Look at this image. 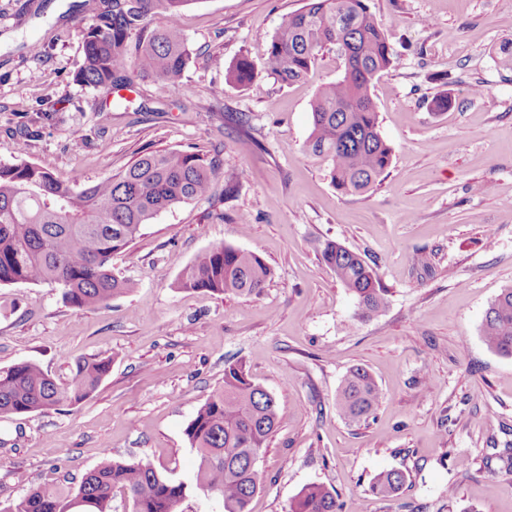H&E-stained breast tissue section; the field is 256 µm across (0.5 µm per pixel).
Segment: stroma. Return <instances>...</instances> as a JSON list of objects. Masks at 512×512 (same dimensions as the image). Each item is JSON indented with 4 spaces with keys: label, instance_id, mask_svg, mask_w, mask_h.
<instances>
[{
    "label": "stroma",
    "instance_id": "1",
    "mask_svg": "<svg viewBox=\"0 0 512 512\" xmlns=\"http://www.w3.org/2000/svg\"><path fill=\"white\" fill-rule=\"evenodd\" d=\"M306 2L195 0L180 18L191 50L180 78L127 70L133 91L120 99L74 79L84 23L104 0H0V164L16 163L22 143L26 160L85 187L151 150L221 159L207 198L161 213L113 257L130 292L77 309L56 287L0 285V366L32 361L65 385L79 361L112 360L80 403L0 416V507L33 487H76L106 452L191 482L185 429L225 364L242 360L280 414L251 512H289L310 484L336 490L346 512H512V357L481 335L512 286V71L497 59L512 42V0H368L399 63L371 87L392 162L356 195L304 150L311 102L340 60L324 54L290 85L261 69L282 16ZM243 56L258 71L239 87L226 70ZM442 94L452 106L432 111ZM326 239L373 267L387 290L378 316L360 318L321 262ZM219 245L271 268L260 294L176 289L182 267ZM354 366L381 390L360 424L336 410ZM390 469L405 472L404 488L375 497L372 478Z\"/></svg>",
    "mask_w": 512,
    "mask_h": 512
}]
</instances>
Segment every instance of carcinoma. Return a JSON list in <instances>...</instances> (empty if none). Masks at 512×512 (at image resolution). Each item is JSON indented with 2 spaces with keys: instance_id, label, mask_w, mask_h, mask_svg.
<instances>
[{
  "instance_id": "obj_1",
  "label": "carcinoma",
  "mask_w": 512,
  "mask_h": 512,
  "mask_svg": "<svg viewBox=\"0 0 512 512\" xmlns=\"http://www.w3.org/2000/svg\"><path fill=\"white\" fill-rule=\"evenodd\" d=\"M197 0H112L83 29L81 84L112 87L124 83L129 66L144 77L176 81L190 59L180 26L181 11ZM156 14L167 26L143 42L130 59L131 32L145 29ZM334 53L342 73L322 86L311 104L312 130L305 149L328 162L330 182L343 194L370 190L391 164L392 148L383 138L370 89L374 78L396 66L398 56L367 0H307L282 17L272 35L263 68L283 84L304 79L319 56ZM255 76L254 64L239 58L227 69L238 86ZM219 167L215 159L186 150L141 155L122 172L79 188L45 169L18 159L0 164V284L28 282L63 290L75 308L107 304L132 288L112 267L143 226L168 209L207 197ZM321 261L356 298L360 316L378 314L385 289L373 269L354 251L333 240L319 248ZM257 254L219 245L199 253L181 271L177 288L257 294L271 277ZM482 336L493 351L512 356V288L489 305ZM112 359L78 363L73 382L63 387L38 364L21 361L0 367V415L48 413L77 404L93 393L110 372ZM381 392L371 373L349 369L336 394L339 413L350 422L369 418ZM279 423L275 398L251 379L242 362L224 368V385L213 392L189 422L185 434L199 463L195 488L216 493L224 512H249L259 473L253 460L267 447ZM406 481L400 470L376 475L373 494L391 497ZM124 490L132 512H180L189 488L162 475L145 460L105 456L78 488L36 487L4 512H112V493ZM335 490L304 487L289 512H343Z\"/></svg>"
}]
</instances>
